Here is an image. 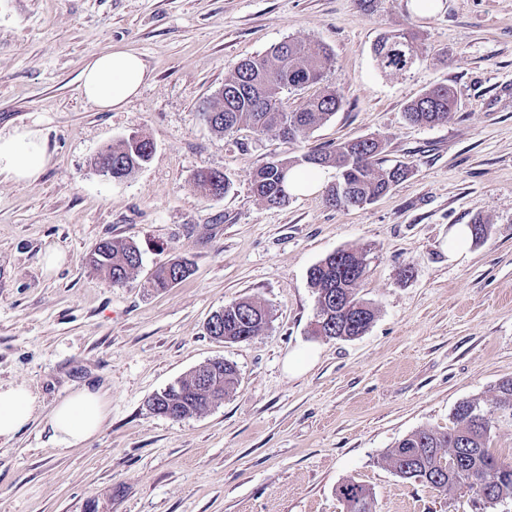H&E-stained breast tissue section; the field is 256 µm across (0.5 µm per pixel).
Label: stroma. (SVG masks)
Wrapping results in <instances>:
<instances>
[{
	"label": "stroma",
	"instance_id": "35a3bbf8",
	"mask_svg": "<svg viewBox=\"0 0 512 512\" xmlns=\"http://www.w3.org/2000/svg\"><path fill=\"white\" fill-rule=\"evenodd\" d=\"M391 31L418 37L401 72L372 51ZM288 39L325 44L333 61L322 85L284 94L285 108L324 85L343 108L302 141L215 134L203 112L225 78ZM115 46L136 51L148 78L102 111L80 74ZM438 85L455 111L408 123L406 103ZM17 129L40 132L50 161L28 183L0 173V382L37 400L0 440V512H343L336 490L350 480L372 489L376 512H474L472 492L404 480L383 457L413 431L452 428L458 402H492L512 377V0H435L427 12L411 0H0V133ZM133 132L153 142L149 163L123 181L97 173L94 156ZM358 137L409 168L375 202L255 196L268 160ZM203 169L226 173L229 192L200 195ZM478 218L487 238L451 256L452 227ZM105 238L140 248L125 285L87 264ZM50 248L65 260L48 273ZM339 249L365 253L358 292L375 311L353 340L311 333L308 271ZM179 257L187 279L144 291ZM246 298L269 325L244 342L212 338L211 315ZM297 353L314 361L292 373ZM215 359L240 373L224 401L181 420L149 409ZM85 386L105 392L106 419L58 448L44 417Z\"/></svg>",
	"mask_w": 512,
	"mask_h": 512
}]
</instances>
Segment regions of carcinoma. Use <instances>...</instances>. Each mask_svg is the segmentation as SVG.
I'll list each match as a JSON object with an SVG mask.
<instances>
[{
  "label": "carcinoma",
  "instance_id": "cac0c4a2",
  "mask_svg": "<svg viewBox=\"0 0 512 512\" xmlns=\"http://www.w3.org/2000/svg\"><path fill=\"white\" fill-rule=\"evenodd\" d=\"M385 54L376 56L385 71H404L418 59L413 38L405 33L382 36ZM332 59L320 43L289 39L269 49L262 56L241 62L234 74L225 79L215 101L210 128L224 135L248 128L263 135L275 132L290 140H303L310 131L337 112L341 96L334 90L305 100L287 111L282 106L284 90L301 89L324 78ZM455 104L446 85L426 90L404 108L406 120L413 124L434 126L448 119ZM151 141L141 144L124 139L102 149L112 157L111 178L121 180L148 162ZM383 141L378 138H354L332 150H317L300 156L272 159L253 175L257 196L269 205L288 201L289 176L300 168L333 167L336 182L326 190L325 200L336 207H362L385 195L402 181L408 169L401 165L382 166ZM196 190L204 197L211 190L228 192L227 175L215 170L199 171L193 177ZM142 263L137 244L128 239H103L90 253L88 264L112 286H123ZM362 254L352 249L337 250L313 265L308 283L316 294V316L312 326L315 336H360L374 320V309L357 296L356 288L366 273ZM190 275L189 263L175 259L157 268L144 287L164 290ZM222 333L234 339L255 336L268 323V314L258 302L243 299L224 307L217 316ZM239 384L236 367L230 362H211L180 378L175 384L153 396L150 404L160 409L172 407L191 417L224 399ZM512 418V378L501 380L492 404L479 397L460 401L454 408L455 427L446 431L422 429L405 436L385 455L388 466L402 479L420 482L439 492L466 486L482 503L483 512L512 500V462L499 460L490 452L496 423ZM460 454L458 469L448 473L451 451ZM337 496L345 512H366L365 500L373 492L354 480L340 485Z\"/></svg>",
  "mask_w": 512,
  "mask_h": 512
}]
</instances>
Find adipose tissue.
<instances>
[{"label":"adipose tissue","instance_id":"obj_1","mask_svg":"<svg viewBox=\"0 0 512 512\" xmlns=\"http://www.w3.org/2000/svg\"><path fill=\"white\" fill-rule=\"evenodd\" d=\"M146 68L138 54L115 48L94 57L81 72L85 97L99 109L118 110L137 94L146 81ZM49 162L37 131L18 129L0 135V170L15 181L39 177ZM35 398L22 385L0 384V438H12L33 417ZM106 417L102 389L83 387L55 405L45 425L56 444L72 448L96 435Z\"/></svg>","mask_w":512,"mask_h":512}]
</instances>
